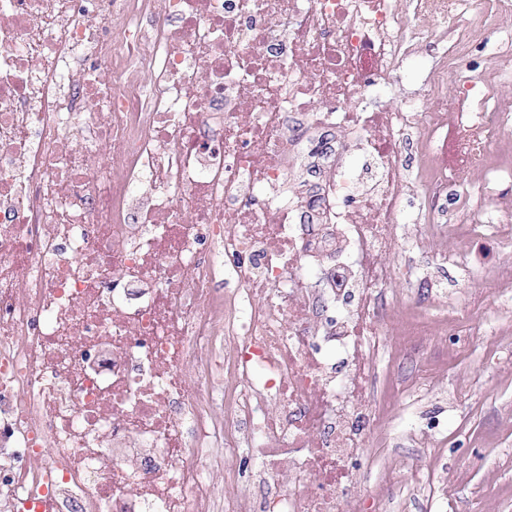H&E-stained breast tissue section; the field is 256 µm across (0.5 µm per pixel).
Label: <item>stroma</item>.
<instances>
[{
  "label": "stroma",
  "mask_w": 512,
  "mask_h": 512,
  "mask_svg": "<svg viewBox=\"0 0 512 512\" xmlns=\"http://www.w3.org/2000/svg\"><path fill=\"white\" fill-rule=\"evenodd\" d=\"M512 294L491 297L471 326L472 344L449 356L430 382L422 409H415L403 390L389 393L390 419L368 432L365 463L356 496L362 512L384 499V512H424L427 503L413 488L418 470L459 473L439 504V512H512V428L500 426L503 413L512 412ZM464 388L465 398L448 415V440L437 455L410 446L404 433L420 414L439 410L442 394ZM403 478L396 496L383 498L389 474Z\"/></svg>",
  "instance_id": "stroma-1"
}]
</instances>
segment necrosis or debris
<instances>
[{
    "mask_svg": "<svg viewBox=\"0 0 512 512\" xmlns=\"http://www.w3.org/2000/svg\"><path fill=\"white\" fill-rule=\"evenodd\" d=\"M511 80L512 0H0V512H342L399 367L512 293ZM321 128L367 175L302 224ZM473 249L480 252L484 258L496 264H512V248H503L494 243L490 238L476 239ZM441 275L443 286L448 289V309L453 311L455 306L461 305L468 297L473 283L468 270L463 267L448 265Z\"/></svg>",
    "mask_w": 512,
    "mask_h": 512,
    "instance_id": "4bbe7bcc",
    "label": "necrosis or debris"
}]
</instances>
